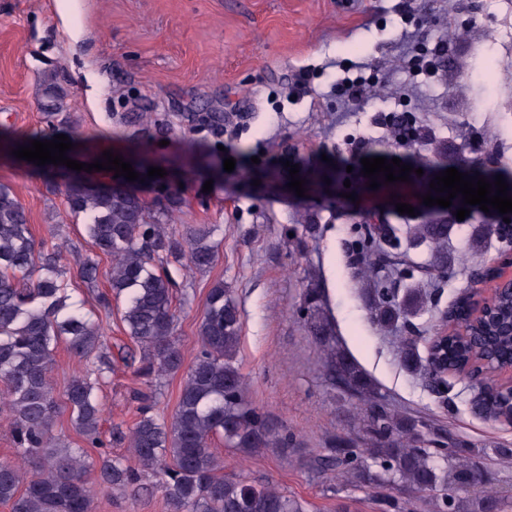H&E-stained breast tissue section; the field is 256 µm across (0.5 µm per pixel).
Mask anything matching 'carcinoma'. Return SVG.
<instances>
[{
	"label": "carcinoma",
	"mask_w": 512,
	"mask_h": 512,
	"mask_svg": "<svg viewBox=\"0 0 512 512\" xmlns=\"http://www.w3.org/2000/svg\"><path fill=\"white\" fill-rule=\"evenodd\" d=\"M47 128L31 133L34 140L69 135L65 121H55L70 93L51 73L42 77ZM479 175L495 183L503 175L512 197V168L481 167ZM69 211L87 219L86 232L96 252L112 260L109 291L96 290L99 266L92 257L76 260L77 277L95 294L105 312L112 299H124L121 321L140 350L142 387L133 391L139 402L138 421L124 434L112 429V439L125 440L139 467L132 468L106 454L94 466L82 452L59 448L52 437L54 396L50 370L55 347L63 343L76 357L97 360L96 378L73 377L65 391L66 405L76 428L96 446L101 439L102 409L96 379L112 370V352L103 340V320H92L69 302L60 280L62 251L36 242L28 217L13 190L0 184V407L8 412L20 462H0V503L10 512H94L93 485L121 487L138 499L149 492L142 474L160 475L156 488L167 512H305L297 500L271 486H254L221 474L223 465L212 448L219 436L224 445L243 455L288 447L290 437L273 431L265 415L247 397L245 380L236 366L241 320L236 301L224 284L208 292L198 326L199 350L189 367L178 407L168 422L152 414L156 378L183 365L174 298L187 283V273L212 267L218 257L212 230L201 227L180 233L167 228L183 203L172 192L164 207L152 209L139 195L107 189L75 178L64 189ZM452 209L437 208L430 220L406 229L360 227L350 249L361 264L393 265L410 278L414 265L408 250L431 246L429 267L444 278L452 267L445 243ZM182 272L177 281L171 268ZM438 294V289L411 287L400 294L378 279L367 302L383 329L398 322L408 326ZM302 312L323 354L324 367L336 387L359 401L364 411L363 441L339 437L330 454L313 459L318 474L334 473L358 488H396L409 494L426 492L432 512H499L501 499L488 471H480V452L463 448L444 434H428L427 420L418 414L391 409L365 371L345 352L321 311L317 289L307 291ZM400 365L425 377L428 359L416 342L395 337ZM453 371L479 361V351L467 337L453 335L432 350ZM463 488L478 491L474 502L459 495Z\"/></svg>",
	"instance_id": "carcinoma-1"
}]
</instances>
